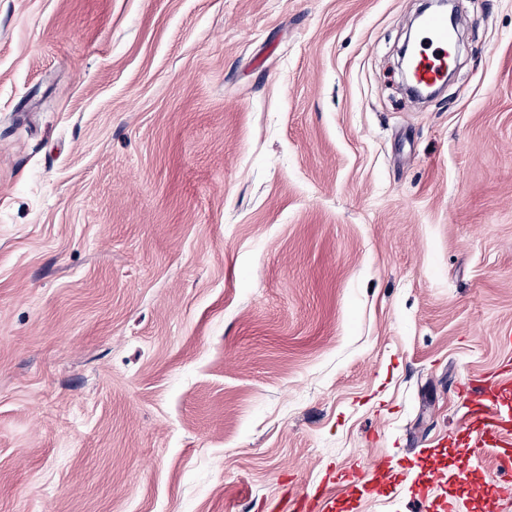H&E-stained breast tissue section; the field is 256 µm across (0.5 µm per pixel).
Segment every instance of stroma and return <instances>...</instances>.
Listing matches in <instances>:
<instances>
[{"label": "stroma", "instance_id": "obj_1", "mask_svg": "<svg viewBox=\"0 0 512 512\" xmlns=\"http://www.w3.org/2000/svg\"><path fill=\"white\" fill-rule=\"evenodd\" d=\"M420 5L0 0V512H512V0L415 103ZM486 383L472 381L461 392L473 425L481 433L477 441L462 449L461 459L471 464L478 458L480 448L489 446L498 449L501 461L512 465V384L498 382L489 386Z\"/></svg>", "mask_w": 512, "mask_h": 512}]
</instances>
